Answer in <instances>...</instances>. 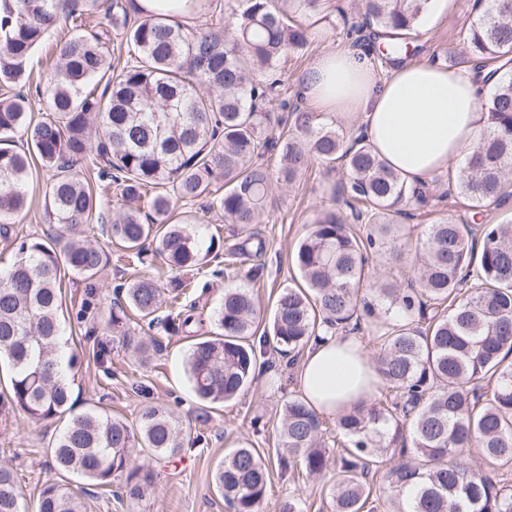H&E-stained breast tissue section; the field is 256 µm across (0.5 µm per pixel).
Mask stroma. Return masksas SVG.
<instances>
[{"instance_id":"stroma-1","label":"stroma","mask_w":512,"mask_h":512,"mask_svg":"<svg viewBox=\"0 0 512 512\" xmlns=\"http://www.w3.org/2000/svg\"><path fill=\"white\" fill-rule=\"evenodd\" d=\"M328 18L317 27L312 45L305 51L289 54L280 67L289 85L299 78L323 52L347 47L340 12L354 14L353 0H331ZM477 15L475 0H455L451 13L434 24L421 28V56L438 58L448 63L450 55L460 52ZM34 185L28 206L10 226L9 236L0 235V267L15 259L13 236H42L48 229L41 218L43 193L52 172L43 166L33 169ZM342 170L326 172L314 164L308 173L292 185H272V206L257 229L265 238L267 249L262 255L250 256L225 267L217 258L195 275V284H208L202 300L206 310H213L230 284L246 283L260 311L256 337L264 344L258 356L253 383L234 400L215 405L206 423L196 424L194 412L198 402L192 393L185 360L192 339L186 335L170 336L162 329H153L162 348L155 357V368H142L119 335L113 334L108 323L112 307L113 288L127 277L124 261L111 259L99 281L102 287L98 311L92 331L78 329L69 336V348L78 359L72 394L78 405H97L107 412L135 423L139 409L146 403H166L185 423L192 446L172 462H157L150 455L134 456L133 466L154 474L155 491L139 501L130 500L123 492L124 477H116L111 489L84 486L82 496L87 512H230L213 488L212 473L222 459L239 445L255 448L271 461L262 512H282L295 493H302L304 512H332V499L326 479L307 476L302 467L281 469L275 463L281 411L289 395L295 394L297 367L280 355L274 340L269 339L270 321L279 290L295 277L292 256L307 233L310 224L324 210L340 209L332 196V185L342 178ZM464 211L459 198L446 200L437 208L422 209L410 219L404 244L408 253H416L429 224ZM263 265V276L245 281L249 267ZM110 349L107 358L97 354V343ZM58 421H35L25 417L0 413V465L10 467L23 495L21 512H35L33 493L42 483L55 479L50 452L51 443L61 429Z\"/></svg>"}]
</instances>
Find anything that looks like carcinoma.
I'll use <instances>...</instances> for the list:
<instances>
[{
	"label": "carcinoma",
	"instance_id": "1",
	"mask_svg": "<svg viewBox=\"0 0 512 512\" xmlns=\"http://www.w3.org/2000/svg\"><path fill=\"white\" fill-rule=\"evenodd\" d=\"M233 26L216 33L190 30L135 0H108L112 29L86 30L84 20L101 0H73L66 14L73 34L56 44L57 65L44 90L47 117L34 119L26 84L33 50L59 22L60 0H0V85L20 90L0 98V224H10L28 204L31 156L54 171L44 191L47 239L22 236L15 260L0 270V362L10 367V391L0 410L35 420H64L51 446L58 471L91 486L109 487L127 472L126 496L139 500L151 473L129 467L134 453L175 458L185 451V427L167 406L150 403L136 425L91 406L74 412L71 373L78 358L66 355L62 283L83 285L75 312L84 321L99 297L98 275L107 250L83 238L99 198L84 177L98 170L120 212L100 225L108 244L136 269L161 260L175 273L161 288L152 277L131 275L118 285L109 323L141 365L152 363L159 343L124 331L129 313L148 327L177 335L203 322L199 302L160 316L162 294L176 299L187 287L179 273L198 271L224 243L210 238L190 215L173 220V202L210 198L209 209L232 224H259L272 177L265 154L276 152L277 180L292 184L311 161L340 164L344 178L333 195L345 209L311 224L292 261L300 283L283 287L270 330L294 364L308 344L329 332L367 328L381 344L373 356L384 399L340 413V450L325 439L324 417L303 397L283 408L277 460L301 461L321 476L336 454L329 494L334 512H512V224H489L487 213L507 199L512 174V0H484L463 53L483 68L493 61L494 92L480 100L488 115L448 192L465 201V213L428 226L421 259L401 243V219L430 201V188L410 186L365 140L344 135L308 110L305 98H288L279 70L289 52L307 48L314 34L300 18L324 15L326 0H241ZM428 0H360L347 39L362 46L372 66L395 67L418 51L419 23ZM122 32L125 57L112 61L111 30ZM206 87L200 93L197 87ZM286 131L273 136L274 127ZM29 149L12 148L17 134ZM266 250L250 235L227 249L234 260ZM411 266L404 281L389 270ZM372 299L358 298L363 286ZM258 312L247 288L224 289L211 319L220 333L195 340L187 376L200 401L195 419L237 396L257 367L250 343ZM409 426L414 454L400 423ZM477 449L481 463L469 456ZM400 461L384 474L389 495L376 501L373 480L388 452ZM269 466L253 448L240 446L214 473L232 512H261ZM12 470L0 465V512H21ZM36 512H86L70 482L39 488Z\"/></svg>",
	"mask_w": 512,
	"mask_h": 512
}]
</instances>
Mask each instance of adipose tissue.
<instances>
[{
    "mask_svg": "<svg viewBox=\"0 0 512 512\" xmlns=\"http://www.w3.org/2000/svg\"><path fill=\"white\" fill-rule=\"evenodd\" d=\"M301 90L323 111L356 114L358 134L411 185L446 173L486 128L473 73L438 62L410 61L382 78L357 52L333 49L313 61ZM377 379L364 343L341 334L309 345L296 383L332 418L366 401Z\"/></svg>",
    "mask_w": 512,
    "mask_h": 512,
    "instance_id": "ef3b65f1",
    "label": "adipose tissue"
}]
</instances>
